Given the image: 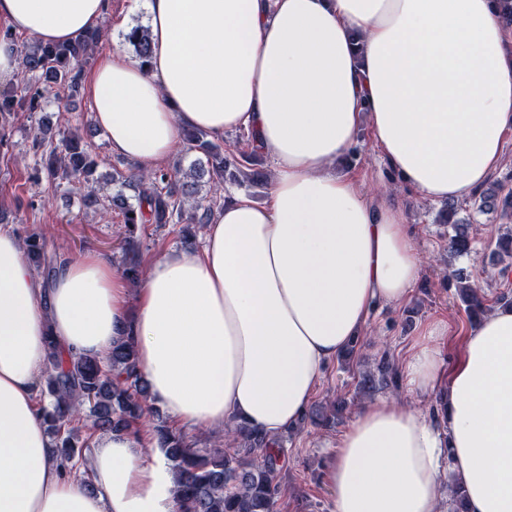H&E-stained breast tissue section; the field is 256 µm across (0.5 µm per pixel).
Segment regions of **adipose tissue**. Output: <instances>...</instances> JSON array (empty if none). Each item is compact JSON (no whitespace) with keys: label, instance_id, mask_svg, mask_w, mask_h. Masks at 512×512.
<instances>
[{"label":"adipose tissue","instance_id":"1","mask_svg":"<svg viewBox=\"0 0 512 512\" xmlns=\"http://www.w3.org/2000/svg\"><path fill=\"white\" fill-rule=\"evenodd\" d=\"M152 55L100 56L87 76L113 153L159 168L185 130H243L273 176L224 198L200 248L154 259L130 288L96 253L49 281L0 229V512H177V478L142 428L99 433L87 477L63 475L37 399L47 336L101 355L136 341L169 423L296 428L324 368L420 278L417 231L336 163L360 120L402 183L463 200L504 163L512 33L497 0H143ZM106 0H0L43 43L101 28ZM443 321L402 366L434 411L366 405L336 445L331 512H435L445 473L466 512H512V305L484 315L446 368Z\"/></svg>","mask_w":512,"mask_h":512}]
</instances>
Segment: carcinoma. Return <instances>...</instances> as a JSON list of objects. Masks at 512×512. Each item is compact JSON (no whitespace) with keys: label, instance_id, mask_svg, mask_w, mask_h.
Masks as SVG:
<instances>
[{"label":"carcinoma","instance_id":"carcinoma-1","mask_svg":"<svg viewBox=\"0 0 512 512\" xmlns=\"http://www.w3.org/2000/svg\"><path fill=\"white\" fill-rule=\"evenodd\" d=\"M102 28L88 32L70 43L45 44L33 41L17 49L24 75L34 81H22L0 93V116L18 111L41 112L48 94L64 87L79 92L82 68L92 59L106 38ZM125 39L134 46L136 58L146 63L151 53L150 29L137 25ZM184 140L188 149L204 156L193 165L192 180L163 168L150 174H133L120 183L109 206L123 217L126 236L121 245L122 275L132 284L139 283L145 269L139 262L135 238L144 224H184L183 235L191 239L189 225L206 224L215 210L224 205L218 192L229 170L250 180L257 154L236 151L232 160L224 158V147L208 138L202 130L190 129ZM31 149L50 178L61 183H90L97 167L92 146L75 131L53 130L41 123L32 136ZM134 189L128 197L124 188ZM478 209L492 210L512 221V191L492 188ZM448 252L462 256L470 251L469 225L448 222ZM29 265L44 279L56 272L57 260L48 250L46 237L32 233L23 240ZM493 255L512 258V228L507 227L494 241ZM461 283L460 297L469 317L474 319L488 310L485 297L467 284L464 270L451 271ZM40 410L47 433L53 442V455L70 470L73 462L84 459L85 449L99 432H127L139 424L151 410L147 387L139 371L134 340L121 336L101 357L66 353L54 337H47V362L40 394ZM234 451L197 448L166 426L156 430L159 448L176 473L178 512H274L279 494L281 456L267 452L264 436L240 424L231 430Z\"/></svg>","mask_w":512,"mask_h":512}]
</instances>
